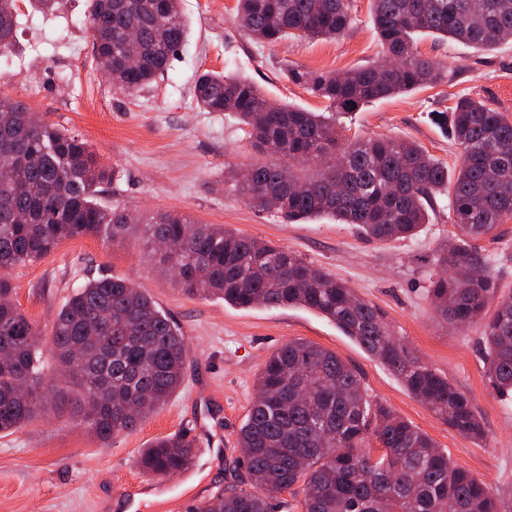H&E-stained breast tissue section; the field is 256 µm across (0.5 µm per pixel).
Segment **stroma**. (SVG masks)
<instances>
[{
  "mask_svg": "<svg viewBox=\"0 0 512 512\" xmlns=\"http://www.w3.org/2000/svg\"><path fill=\"white\" fill-rule=\"evenodd\" d=\"M236 4L181 0L189 24L186 45L162 77L129 96L97 68L84 24L87 0H68L54 14L18 0L17 37L0 55V95L85 139L102 164L115 168V181L99 195L103 204L129 208L146 222L170 212L233 229L288 248L354 288L383 311L417 356L467 395L486 436L472 440L442 423L391 370L316 312L243 309L191 296L164 275L144 234L114 244L80 236L9 272L20 309L42 328V344H49L54 317L75 288L92 277H123L151 295L189 341L183 384L136 429L105 444L77 419L71 385L53 358H46L56 407L0 436V512H184V502L237 484L243 473L237 433L257 394V376L272 352L296 339L357 368L372 398L426 432L453 464L503 492L500 512H512V397L496 394L484 374L482 325L451 328L436 317L428 298V275L453 238L447 195L437 196L429 223L409 239H369L355 226L328 218L283 223L225 189L227 164L254 162L258 155L234 116L201 111L193 100L201 73L225 70L252 80L267 98L324 111L325 101L288 74L344 72L378 60L381 46L369 0H352L353 25L342 37L272 46L238 28ZM418 48L452 62L455 78L344 114L339 132L349 139L387 135L411 141L454 167L459 150L437 115L456 97L470 96L512 119V41L482 50L427 37ZM499 233L473 247L484 271L512 291V221ZM180 433L196 446L187 470L162 477L138 468L144 448Z\"/></svg>",
  "mask_w": 512,
  "mask_h": 512,
  "instance_id": "1",
  "label": "stroma"
}]
</instances>
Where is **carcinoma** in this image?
<instances>
[{
  "instance_id": "cac0c4a2",
  "label": "carcinoma",
  "mask_w": 512,
  "mask_h": 512,
  "mask_svg": "<svg viewBox=\"0 0 512 512\" xmlns=\"http://www.w3.org/2000/svg\"><path fill=\"white\" fill-rule=\"evenodd\" d=\"M387 64L344 73L294 70L289 79L327 102L310 112L266 98L250 80L204 72L194 96L205 112L234 114L264 161L230 166L224 183L252 208L281 202L286 223L330 216L377 240L407 238L448 194L455 246L446 275L428 296L449 325L483 322L484 372L512 393V292L480 271L469 242L497 236L512 220V122L481 100L460 97L441 113L459 147L457 174L420 145L391 136L344 141L339 116L425 86L454 72L417 49L416 36L492 49L512 40V0H371ZM236 21L252 39L336 38L351 27V0H237ZM85 23L98 66L119 91L135 95L162 75L188 37L180 0H90ZM17 0H0V52L16 38ZM136 41L126 42L129 32ZM138 62L130 67L127 54ZM86 141L0 96V433L49 410L40 325L14 300L7 271L37 261L62 242L108 234L122 240L141 220L99 201L115 179ZM147 242L185 293L241 308L295 306L334 322L448 427L485 436L469 398L397 338L380 310L294 252L214 224L163 213L145 224ZM169 244L162 250L157 242ZM52 354L75 390L81 422L107 443L133 431L180 387L189 343L156 302L121 277L88 280L61 305ZM259 395L240 427L246 450L239 485L187 512H272L270 490L302 485L303 512H498L500 493L452 464L433 440L395 411L372 402L360 373L303 339L273 352L257 377ZM194 442L162 438L137 460L145 473L185 469Z\"/></svg>"
}]
</instances>
